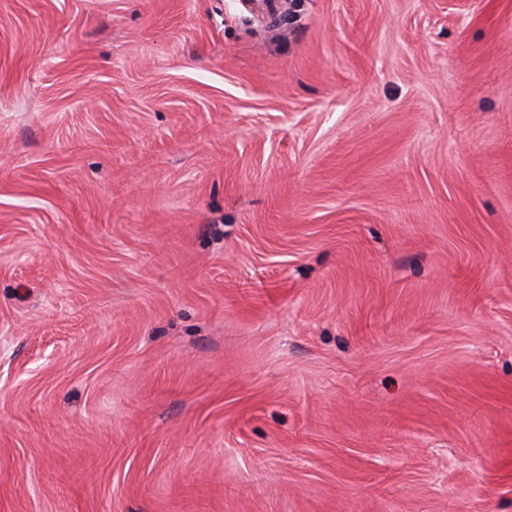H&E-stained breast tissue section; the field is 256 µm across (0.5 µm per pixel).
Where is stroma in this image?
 Wrapping results in <instances>:
<instances>
[{
    "mask_svg": "<svg viewBox=\"0 0 512 512\" xmlns=\"http://www.w3.org/2000/svg\"><path fill=\"white\" fill-rule=\"evenodd\" d=\"M0 512H512V0H0Z\"/></svg>",
    "mask_w": 512,
    "mask_h": 512,
    "instance_id": "stroma-1",
    "label": "stroma"
}]
</instances>
